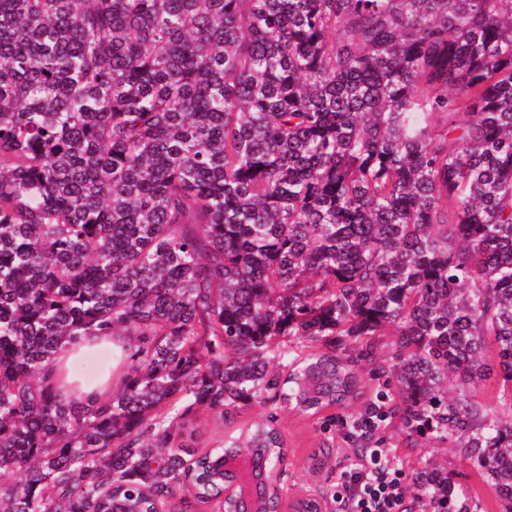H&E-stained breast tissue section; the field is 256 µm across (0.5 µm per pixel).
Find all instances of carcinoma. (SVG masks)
Returning a JSON list of instances; mask_svg holds the SVG:
<instances>
[{
	"instance_id": "cac0c4a2",
	"label": "carcinoma",
	"mask_w": 512,
	"mask_h": 512,
	"mask_svg": "<svg viewBox=\"0 0 512 512\" xmlns=\"http://www.w3.org/2000/svg\"><path fill=\"white\" fill-rule=\"evenodd\" d=\"M95 332L125 369L68 402ZM279 336L319 350L283 371ZM383 377L407 446L454 442L512 512V0H0V512H193L219 453L282 459L279 412ZM104 347L112 349V336H80L77 343L64 348L57 362L63 361L69 367L82 356ZM107 390L108 386L106 377L93 382H81V386L77 391L62 389L61 394L66 401L87 403L88 400H93L95 398L100 399L104 396ZM501 378H491L485 382L479 383L476 387L469 388L470 399L488 410H493L496 405L498 391L502 389ZM268 407L269 406H266L264 409L266 410ZM264 409L256 406L239 410V414L235 417L234 421L230 424L224 423V425H221L219 421L215 420L204 421L198 415H188L187 418L192 420L190 429L195 428L193 441L196 443V448L205 450L214 447L216 442L224 437L225 432L236 430L260 411H264Z\"/></svg>"
}]
</instances>
